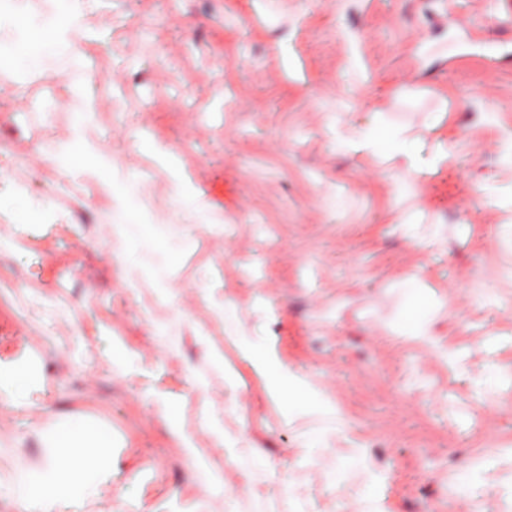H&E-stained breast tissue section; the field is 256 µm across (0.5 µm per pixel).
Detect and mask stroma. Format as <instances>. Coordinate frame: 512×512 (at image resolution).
Segmentation results:
<instances>
[{"label": "stroma", "instance_id": "stroma-1", "mask_svg": "<svg viewBox=\"0 0 512 512\" xmlns=\"http://www.w3.org/2000/svg\"><path fill=\"white\" fill-rule=\"evenodd\" d=\"M82 21L86 63L114 77L88 88L86 138L195 243L170 272L175 305L152 281L123 287L97 236L116 201L94 171L36 179L23 162L34 132L51 150L70 134L61 66L17 85L0 198L57 212L35 233L0 223V369L43 370L0 440V512H512V30L490 39L485 0H85ZM371 125L448 156L398 193L401 156L336 150ZM145 138L181 159L223 235L180 210ZM409 286L430 340L399 328ZM223 302L335 414L284 415L214 315ZM73 417L111 433L112 470L88 497L30 507L23 481ZM490 420L503 450L485 446Z\"/></svg>", "mask_w": 512, "mask_h": 512}]
</instances>
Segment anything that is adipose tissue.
Instances as JSON below:
<instances>
[{
	"instance_id": "adipose-tissue-1",
	"label": "adipose tissue",
	"mask_w": 512,
	"mask_h": 512,
	"mask_svg": "<svg viewBox=\"0 0 512 512\" xmlns=\"http://www.w3.org/2000/svg\"><path fill=\"white\" fill-rule=\"evenodd\" d=\"M336 147L341 151L377 152L391 148L402 152L408 164V174L399 185L403 191L413 190L432 163L439 160L438 155L425 158L419 150L405 147L402 133L396 129L389 130L383 136L372 128L351 137L340 134L336 137ZM149 149L156 152L169 167L175 201L193 212L199 223H210V205L185 174L179 158L154 143L150 144ZM237 344L242 355L262 377L269 396L281 403L285 412H294L312 404L324 411H333L334 406L326 396L315 392L304 379L284 367L267 349L254 344L245 336L238 337ZM53 440L58 447L69 449L68 466L62 469L56 463H49L48 479L26 482L27 499L41 501L49 498H81L106 479L112 464L109 458L100 456L99 451L112 445V437L107 431L74 420L57 431Z\"/></svg>"
}]
</instances>
